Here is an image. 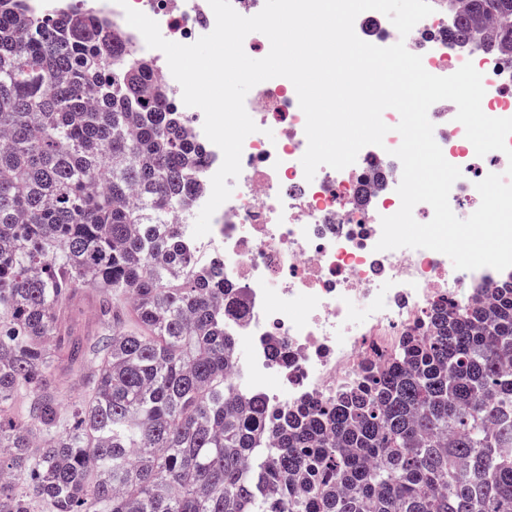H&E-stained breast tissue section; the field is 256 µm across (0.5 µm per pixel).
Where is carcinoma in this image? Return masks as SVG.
Masks as SVG:
<instances>
[{"instance_id":"1","label":"carcinoma","mask_w":512,"mask_h":512,"mask_svg":"<svg viewBox=\"0 0 512 512\" xmlns=\"http://www.w3.org/2000/svg\"><path fill=\"white\" fill-rule=\"evenodd\" d=\"M446 2L454 44L512 52V0ZM152 70L106 19L0 0V512H512V275L273 410L231 377L241 293L169 221L207 153ZM87 287L93 342L61 317ZM93 360L85 361L81 370L61 374L57 377V385L63 403H68L83 391L87 376L93 371Z\"/></svg>"}]
</instances>
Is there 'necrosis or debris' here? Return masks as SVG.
<instances>
[{"label":"necrosis or debris","mask_w":512,"mask_h":512,"mask_svg":"<svg viewBox=\"0 0 512 512\" xmlns=\"http://www.w3.org/2000/svg\"><path fill=\"white\" fill-rule=\"evenodd\" d=\"M155 20L162 36L185 44L209 34L215 17L208 0H129ZM434 12L407 37L388 31L382 13L366 11L355 20L357 36L379 47L404 42L436 76H448L472 62L483 76V112L512 117V55L448 43V12L431 0ZM29 14L83 8L120 29L136 50L149 56L175 105L182 88L163 52L148 49L141 33L128 25L115 0H24ZM258 127L246 138L241 173L231 198L208 235L194 238V222L179 216L186 246L201 263L224 258L226 287L243 292L244 313L224 321V329L249 356L239 370L249 389L270 406L288 408L304 400L335 398L368 365L386 362L402 336L421 333L432 302L466 301L473 288L499 278L491 268L455 269L451 259L428 249L380 251L381 219L395 214L402 177L391 156L401 137L389 132L383 146L369 145L354 164L335 170L320 167L306 180L301 158L307 149L305 115L292 82L277 77L256 85L245 104ZM455 107L443 100L428 112L434 138L445 159L462 176L449 194L451 209L474 210L481 198L476 182L505 173L504 153L493 151L485 163L466 146L465 129L453 119ZM282 129L268 137L269 120Z\"/></svg>","instance_id":"1"}]
</instances>
